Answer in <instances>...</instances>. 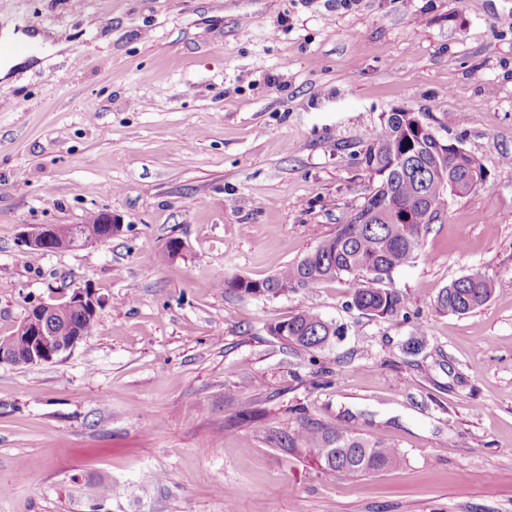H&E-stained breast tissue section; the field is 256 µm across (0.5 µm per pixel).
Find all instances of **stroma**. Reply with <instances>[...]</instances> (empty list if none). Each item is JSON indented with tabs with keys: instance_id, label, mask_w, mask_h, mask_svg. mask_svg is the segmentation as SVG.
Masks as SVG:
<instances>
[{
	"instance_id": "stroma-1",
	"label": "stroma",
	"mask_w": 512,
	"mask_h": 512,
	"mask_svg": "<svg viewBox=\"0 0 512 512\" xmlns=\"http://www.w3.org/2000/svg\"><path fill=\"white\" fill-rule=\"evenodd\" d=\"M9 24L62 49L0 81V336L79 287L102 303L71 354L0 364V512H90L101 480L102 512H512V0H0ZM400 109L487 179L393 273L405 310L351 307L345 278L226 292L355 214ZM100 213L107 244H22ZM475 270L490 300L437 313ZM303 306L329 347L270 335ZM313 423L404 460L327 469Z\"/></svg>"
}]
</instances>
